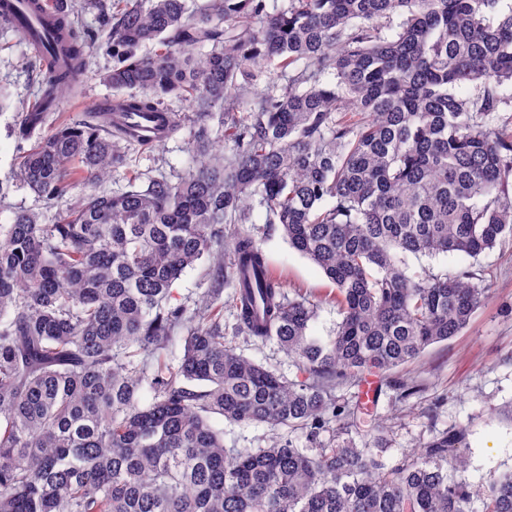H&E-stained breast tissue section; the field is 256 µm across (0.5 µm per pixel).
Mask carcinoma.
Returning a JSON list of instances; mask_svg holds the SVG:
<instances>
[{
	"instance_id": "1",
	"label": "carcinoma",
	"mask_w": 512,
	"mask_h": 512,
	"mask_svg": "<svg viewBox=\"0 0 512 512\" xmlns=\"http://www.w3.org/2000/svg\"><path fill=\"white\" fill-rule=\"evenodd\" d=\"M501 2L88 0L89 26L66 0H39L55 44L0 11L37 91L20 109L17 180L49 208L86 188L53 224L19 208L0 225V512H473L463 429L390 465L384 425L336 388L415 363L489 298L472 272L410 276L405 259L476 260L512 237ZM98 49L110 102L34 138ZM186 127L187 169L132 168L131 147ZM121 168L126 183L106 187ZM256 197L335 286L326 344L307 335L317 303L288 297L247 227ZM199 261L216 287L190 308L174 285ZM226 288L235 332L276 341L295 378L224 341ZM215 417L272 436L226 448ZM481 512H512V470L490 476Z\"/></svg>"
}]
</instances>
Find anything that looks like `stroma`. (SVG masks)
<instances>
[{
	"instance_id": "obj_1",
	"label": "stroma",
	"mask_w": 512,
	"mask_h": 512,
	"mask_svg": "<svg viewBox=\"0 0 512 512\" xmlns=\"http://www.w3.org/2000/svg\"><path fill=\"white\" fill-rule=\"evenodd\" d=\"M0 33V85L9 93L10 106L0 110V182L11 191L0 202V224L9 223L18 208L42 213L44 223H53L56 211L28 188L16 184V142L14 131L20 121L18 102L31 98L33 87L20 67L21 44L6 47ZM139 171L161 168L184 170L188 153L183 137L169 140L149 152H133ZM255 235L274 269L287 282L289 293H300L319 300L309 336L329 341L340 315L329 300L334 286L310 259L295 251L281 225L264 221L263 208L252 214ZM477 268L484 270L492 288L490 298L474 313L468 327L448 341L428 347L420 360L391 373L400 381L414 379L419 393L406 405L394 407L387 395H380L371 410L388 427L393 447L387 462H397L402 453L418 446L432 432L450 426L466 431L467 467L465 477L473 489H481L490 474L512 468V316L505 307L512 305V241L479 257ZM238 352L264 366L295 378L296 368L276 342H256L233 337Z\"/></svg>"
}]
</instances>
